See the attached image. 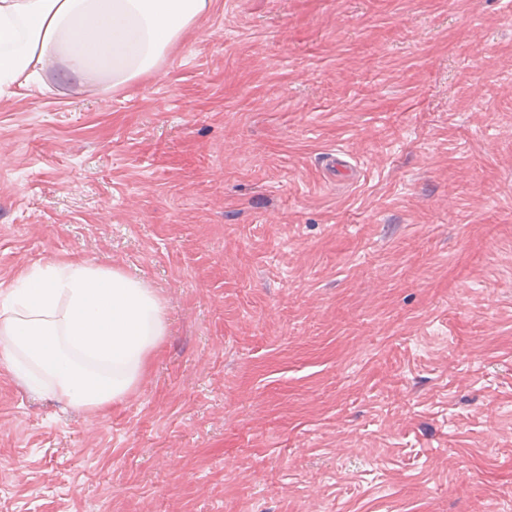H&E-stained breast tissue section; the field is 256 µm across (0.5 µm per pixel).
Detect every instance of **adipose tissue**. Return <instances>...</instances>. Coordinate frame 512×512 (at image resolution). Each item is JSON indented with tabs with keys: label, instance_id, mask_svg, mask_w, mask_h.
<instances>
[{
	"label": "adipose tissue",
	"instance_id": "1",
	"mask_svg": "<svg viewBox=\"0 0 512 512\" xmlns=\"http://www.w3.org/2000/svg\"><path fill=\"white\" fill-rule=\"evenodd\" d=\"M213 0H0V95L62 78L155 75L165 53ZM167 332L141 279L74 258L19 274L0 289V358L32 391L101 411L135 389Z\"/></svg>",
	"mask_w": 512,
	"mask_h": 512
}]
</instances>
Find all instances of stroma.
I'll return each mask as SVG.
<instances>
[{"label":"stroma","instance_id":"obj_1","mask_svg":"<svg viewBox=\"0 0 512 512\" xmlns=\"http://www.w3.org/2000/svg\"><path fill=\"white\" fill-rule=\"evenodd\" d=\"M67 257L167 333L101 412L0 363V512H512V0H214L0 97V283Z\"/></svg>","mask_w":512,"mask_h":512}]
</instances>
